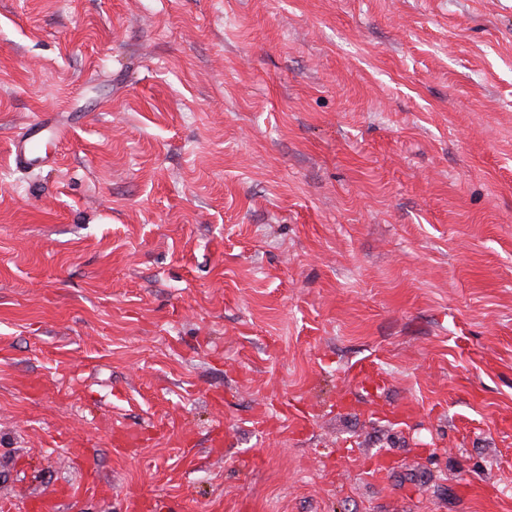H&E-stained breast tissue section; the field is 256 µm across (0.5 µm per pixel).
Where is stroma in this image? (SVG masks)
<instances>
[{"mask_svg": "<svg viewBox=\"0 0 512 512\" xmlns=\"http://www.w3.org/2000/svg\"><path fill=\"white\" fill-rule=\"evenodd\" d=\"M57 487L512 512V0H0V512ZM54 132L48 125L36 124L31 126L15 143L16 165L28 167L44 162L48 156L42 151L45 139H52Z\"/></svg>", "mask_w": 512, "mask_h": 512, "instance_id": "1", "label": "stroma"}]
</instances>
